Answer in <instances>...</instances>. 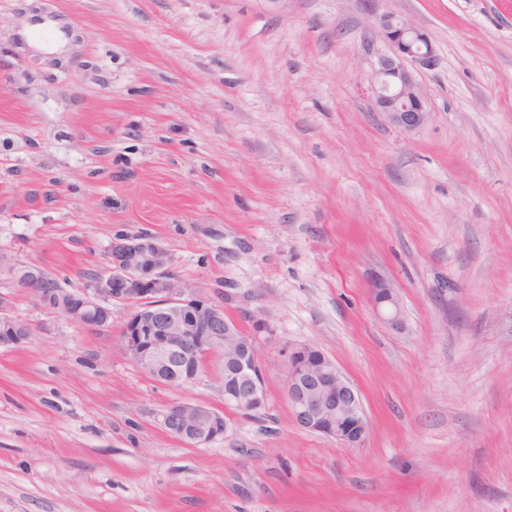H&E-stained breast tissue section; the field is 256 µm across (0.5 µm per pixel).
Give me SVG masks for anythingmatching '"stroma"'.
<instances>
[{
    "instance_id": "1",
    "label": "stroma",
    "mask_w": 512,
    "mask_h": 512,
    "mask_svg": "<svg viewBox=\"0 0 512 512\" xmlns=\"http://www.w3.org/2000/svg\"><path fill=\"white\" fill-rule=\"evenodd\" d=\"M387 12L438 55L412 133L375 108ZM119 235L256 337L266 407L226 409L216 363L155 381L123 308L87 333L15 296L0 512H512V0H0V256L76 290ZM302 344L360 392L363 447L293 422ZM173 402L223 412V439L165 432ZM370 300L374 308L384 314L392 325L400 324L399 295L390 281L385 278L373 280L370 288Z\"/></svg>"
}]
</instances>
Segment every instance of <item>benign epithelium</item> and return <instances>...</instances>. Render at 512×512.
<instances>
[{"label": "benign epithelium", "mask_w": 512, "mask_h": 512, "mask_svg": "<svg viewBox=\"0 0 512 512\" xmlns=\"http://www.w3.org/2000/svg\"><path fill=\"white\" fill-rule=\"evenodd\" d=\"M377 29L391 49L379 59L374 72L376 107L391 124L412 133L422 127L428 112L408 66H435L437 57L428 35L393 13L379 16ZM109 273L89 288L45 291L44 274L30 267L11 277L13 288L26 289L41 305L91 332L112 321V306L126 309L124 354L148 374L177 369L202 351H214L233 336L239 353L227 362L234 378L224 393V405L239 413L254 414L266 407L256 338L244 334L224 317V308L182 285L170 271L171 253L153 237L124 235L108 250ZM370 300L394 326L400 324L399 295L385 278L373 280ZM32 336L30 324L13 310L12 295L0 293V345L21 346ZM288 406L301 429L336 440L343 448H360L370 424L359 391L325 354L314 347L294 348L288 357ZM157 423L190 445H208L224 437V418L213 410L187 402L171 403L155 412Z\"/></svg>", "instance_id": "benign-epithelium-1"}]
</instances>
